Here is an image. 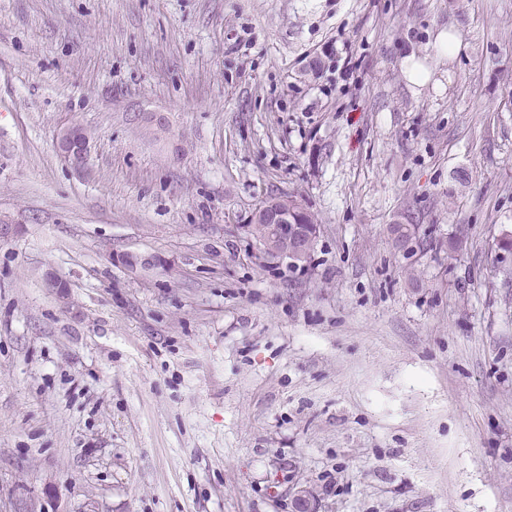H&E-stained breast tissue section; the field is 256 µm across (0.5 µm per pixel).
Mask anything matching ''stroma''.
Here are the masks:
<instances>
[{
  "label": "stroma",
  "mask_w": 512,
  "mask_h": 512,
  "mask_svg": "<svg viewBox=\"0 0 512 512\" xmlns=\"http://www.w3.org/2000/svg\"><path fill=\"white\" fill-rule=\"evenodd\" d=\"M1 223L0 512H512V0H0ZM84 129L80 126H71L60 134L58 138V151L64 161L74 167H81L87 157L89 140L82 137ZM254 216L265 224L251 220V224H249L251 234L257 240L264 239L270 229V239L264 246L265 251L267 248H275L276 245L282 246L284 254L288 255L290 264L298 263L297 259L303 260L315 243L317 227L314 232L311 229L300 230L297 227L300 224H292L288 205L283 206L277 203L262 205L255 211Z\"/></svg>",
  "instance_id": "35a3bbf8"
}]
</instances>
